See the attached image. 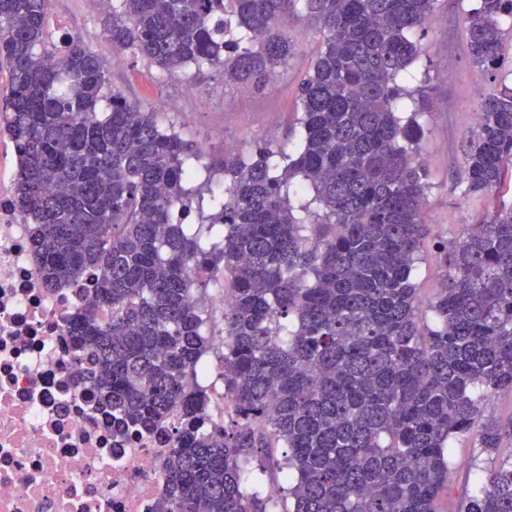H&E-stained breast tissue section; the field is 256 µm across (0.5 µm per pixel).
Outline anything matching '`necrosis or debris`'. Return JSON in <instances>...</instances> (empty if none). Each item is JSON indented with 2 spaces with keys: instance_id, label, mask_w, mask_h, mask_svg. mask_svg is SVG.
Segmentation results:
<instances>
[{
  "instance_id": "1",
  "label": "necrosis or debris",
  "mask_w": 512,
  "mask_h": 512,
  "mask_svg": "<svg viewBox=\"0 0 512 512\" xmlns=\"http://www.w3.org/2000/svg\"><path fill=\"white\" fill-rule=\"evenodd\" d=\"M19 155L0 113V512H153L179 426L116 435L68 326L100 275L45 287L33 218L15 204Z\"/></svg>"
}]
</instances>
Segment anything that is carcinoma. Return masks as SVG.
Returning <instances> with one entry per match:
<instances>
[{"label": "carcinoma", "instance_id": "obj_1", "mask_svg": "<svg viewBox=\"0 0 512 512\" xmlns=\"http://www.w3.org/2000/svg\"><path fill=\"white\" fill-rule=\"evenodd\" d=\"M434 4L112 0L113 47L169 76L207 67L257 92L294 53L283 19L303 10L319 22L300 142L291 154L265 141L248 159L224 152L221 187L211 172L196 183L200 146L111 90L81 38L46 37L49 0H0L16 200L37 220L41 278L54 288L100 269L71 326L86 380L127 431L183 409L154 512H278L249 491L256 472L283 477L290 512H441L451 444L466 435L477 490L465 512H512V453L500 456L512 417L477 425V391L512 393V207L437 247L447 274L427 305L435 324L418 323L423 87L399 78L422 53L408 33ZM506 24L512 0H480L467 18L472 63L499 81L464 150L471 194L512 174ZM193 196L208 199L198 223L174 221ZM210 287L231 297L220 320L231 426L209 410L212 387L187 390L212 322L189 297Z\"/></svg>", "mask_w": 512, "mask_h": 512}]
</instances>
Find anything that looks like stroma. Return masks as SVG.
<instances>
[{
  "label": "stroma",
  "mask_w": 512,
  "mask_h": 512,
  "mask_svg": "<svg viewBox=\"0 0 512 512\" xmlns=\"http://www.w3.org/2000/svg\"><path fill=\"white\" fill-rule=\"evenodd\" d=\"M477 6L478 0H436L426 24L413 33L424 51L402 76L403 84L422 86L427 94L417 121L423 129L420 152L426 169L429 234L413 271L424 300L434 296L446 277L435 258L436 243L457 241L466 225L491 209L493 201L512 203V184H503L492 199L465 192L463 150L477 127L479 105L493 89L487 72L474 66L469 54L466 17ZM48 10L64 22L65 34L80 37L104 60L112 90L128 101L160 108L163 125L174 126L183 138L202 146L204 164H221L228 143L245 157L261 140L286 153L298 143L302 135L297 123L298 88L322 41L319 24L306 13L289 16L285 24L295 43L287 65L278 68L263 92L251 93L226 83L214 70L164 78L158 68L131 52L113 55L98 0H50ZM202 99L208 101L207 109L198 108ZM470 461V440L458 439L450 468L448 512H461L472 489Z\"/></svg>",
  "instance_id": "1"
}]
</instances>
